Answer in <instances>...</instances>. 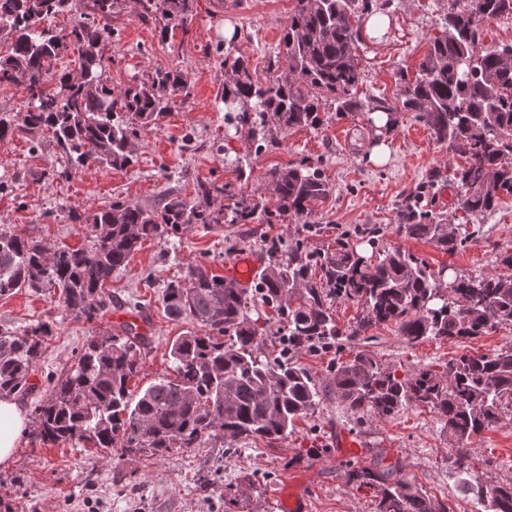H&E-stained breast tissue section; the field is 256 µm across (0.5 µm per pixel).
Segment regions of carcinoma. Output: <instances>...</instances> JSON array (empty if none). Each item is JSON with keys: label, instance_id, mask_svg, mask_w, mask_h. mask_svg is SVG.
<instances>
[{"label": "carcinoma", "instance_id": "1", "mask_svg": "<svg viewBox=\"0 0 512 512\" xmlns=\"http://www.w3.org/2000/svg\"><path fill=\"white\" fill-rule=\"evenodd\" d=\"M115 0H86L83 21L59 28L53 20L73 9V0H0V86L23 88L26 111L0 114V142L30 140L49 131L66 166L59 177L87 166L122 170L133 163L137 128L166 115L169 100L188 93L180 70L156 69L148 79L116 91L104 79L112 41ZM140 19L184 25L194 0H139ZM370 0H295L283 36L288 76H253L248 62L224 49V102L253 103L235 120L252 125V138L272 125L317 126L318 112H383L384 128L397 122L396 108L380 98H360L354 20ZM512 14V0H453L441 36L429 45L415 81L401 89L402 107L420 113L434 142L466 165L454 174L459 204L468 213L493 210L499 193L512 195V44L479 48L482 24ZM78 52L75 67L60 74L52 62ZM272 205L223 203L225 188L198 183L191 199L172 197L160 209L116 201L103 210L68 212L85 228L78 249H52L38 239L0 229V298L18 288L55 291L66 311L87 322L104 318L112 303L104 285L128 264L142 242L182 234L196 224H272L300 217L324 202L330 188L306 161L268 173ZM427 214L409 203L400 210L397 232L427 240L452 254L463 243L446 224H425ZM274 257L258 274L254 294L191 265L181 280L167 283L159 301L173 321L189 320L206 330L176 337L170 346L173 376L133 395L128 382L139 372L147 338L131 324L94 332L73 363L48 380L46 398L33 410V433L45 444L90 442L106 453L164 456L174 448H200L228 438L283 440L295 422L316 409L321 397L311 372L295 360L303 350L360 344L369 331L396 326L409 345L430 338H476L512 325V276H456L437 270L401 248L383 251L375 263L341 237L336 248L312 252L297 242L278 256L281 244L265 243ZM360 308L348 330L337 327L333 300ZM274 309L284 343L266 352L254 301ZM51 322L21 333L0 330V396L27 393ZM330 372L347 408L360 418L389 417L407 406L435 412L448 432L463 470L452 477L485 512H512V482L483 481L473 470L472 436L499 424L512 405V347L493 353L462 352L443 371L419 369L399 377L364 350L340 359ZM397 465L377 459L351 479L374 490L375 512H452L451 503L430 497L398 475Z\"/></svg>", "mask_w": 512, "mask_h": 512}]
</instances>
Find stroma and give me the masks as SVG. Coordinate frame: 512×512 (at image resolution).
<instances>
[{"label": "stroma", "mask_w": 512, "mask_h": 512, "mask_svg": "<svg viewBox=\"0 0 512 512\" xmlns=\"http://www.w3.org/2000/svg\"><path fill=\"white\" fill-rule=\"evenodd\" d=\"M451 0H372L371 11L389 18L378 38L362 36L356 44L362 96L397 104L402 79L414 78L431 38L440 35ZM293 0H194L188 25L173 22L168 34L139 18L137 0H118L112 12V44L104 77L112 88L146 79L157 68H178L189 79L188 95L173 98L158 124L141 130L133 165L123 170L90 166L70 178L49 180L61 169L50 134L39 149L23 137L0 142V228L36 237L52 248H79L84 235L68 218L69 210H95L112 202L159 205L166 194L193 197L198 182L228 186L236 200L251 205L266 196V176L275 168L309 160L331 188L329 197L311 215L289 217L277 224L252 222L200 226L177 237L144 241L128 264L113 272L106 289L112 311L106 322L137 304L148 344L141 369L130 384L142 390L171 372V341L192 329L189 321L166 318L158 296L164 285L184 276L188 265L206 264L223 275L241 254L257 255L267 264V239L281 245L304 240L310 250L335 248L342 232L369 260L379 251L399 247L426 259L432 267L447 266L479 276L512 274L505 257L512 256V195H501L495 210L467 215L456 203L453 173L462 160L449 156L431 138L416 113L399 111L390 131L375 128L366 112L345 116L323 112V125L285 129L269 127L262 144H254L249 128L230 123L225 108L224 45L231 42L250 62L251 70L267 76L284 67L282 38ZM384 142L388 160L373 165L367 154ZM250 162V177H241L238 160ZM437 180L420 207L434 223L467 231L455 253L431 243L407 239L396 231L398 214L414 188L429 172ZM383 227L382 238L369 242L353 236L355 227ZM49 320L55 333L46 343L30 381L36 386L23 398L26 410L46 396L50 375L60 373L80 352L98 323L78 320L50 294L21 289L0 298V326L23 330ZM512 346V326L476 338L429 340L407 345L394 328L379 327L368 346L373 357L399 374L422 367L439 368L467 351L486 354ZM335 352L304 351L297 360L319 382V405L299 420L288 438L267 443L243 441L233 454L221 443L179 448L163 457L129 454L113 449L99 455L84 442L43 444L33 433L23 435L12 459L0 465V512H281L285 491L297 485L307 498L308 512H375L372 489L349 479L351 468L368 465L374 452L398 464L403 475L434 498L449 500L455 512H483L472 497L461 493L449 474L453 453L435 413L410 406L389 417H373L356 425L331 381ZM355 435L363 444L351 458L336 448L337 431ZM474 469L482 478L512 481V411L501 423L471 440ZM252 484L240 505L224 506V486L240 477Z\"/></svg>", "instance_id": "stroma-1"}]
</instances>
